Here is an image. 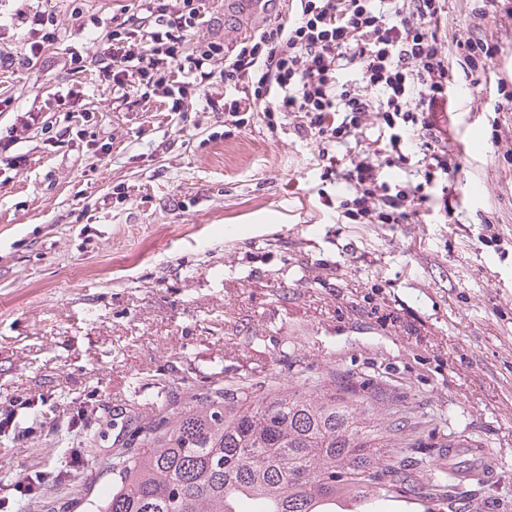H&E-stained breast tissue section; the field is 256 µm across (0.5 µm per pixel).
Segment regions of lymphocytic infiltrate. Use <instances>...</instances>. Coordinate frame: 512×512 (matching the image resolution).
I'll return each mask as SVG.
<instances>
[{
  "label": "lymphocytic infiltrate",
  "mask_w": 512,
  "mask_h": 512,
  "mask_svg": "<svg viewBox=\"0 0 512 512\" xmlns=\"http://www.w3.org/2000/svg\"><path fill=\"white\" fill-rule=\"evenodd\" d=\"M474 31L466 41L448 35V0H283L273 19L225 46L198 38L219 22L206 0H112L110 19L75 10L101 52L68 49L71 73L90 72L111 83L118 101H153L163 112L186 114L194 105L241 129L262 115L270 132L279 122L297 136L319 140L326 184L346 185L342 218L352 224H415L430 208L437 173L451 174L448 141L429 119L434 103L452 97L461 76L493 73L504 53L485 24L512 20V0H476ZM21 49L0 51V72L36 65L64 37L46 0L15 13ZM223 84L221 99L202 88ZM68 125L57 142L85 141L95 118L81 109L75 89L54 92ZM379 119L375 161L352 142L366 113ZM407 165L409 180L390 184L382 170Z\"/></svg>",
  "instance_id": "f902f5d3"
}]
</instances>
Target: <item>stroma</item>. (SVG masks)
Returning <instances> with one entry per match:
<instances>
[{
    "label": "stroma",
    "instance_id": "obj_1",
    "mask_svg": "<svg viewBox=\"0 0 512 512\" xmlns=\"http://www.w3.org/2000/svg\"><path fill=\"white\" fill-rule=\"evenodd\" d=\"M52 3L78 45L73 9L112 13L111 0ZM66 63L60 51L0 82V138L13 110L40 111L71 83L103 144L54 148L38 128L0 148L24 158L0 180V413L30 401L0 431V473L74 477L27 512H82L73 485L110 481L75 434L56 433L59 406L90 422L140 375L188 361L260 380L292 357L414 394L490 448L496 478L469 483L473 505L512 495V120L478 86L459 87L448 150L460 169L425 223L341 224L318 141L260 120L226 133L212 112L175 127ZM473 180L481 198L461 191ZM489 221L499 239L484 246Z\"/></svg>",
    "mask_w": 512,
    "mask_h": 512
}]
</instances>
